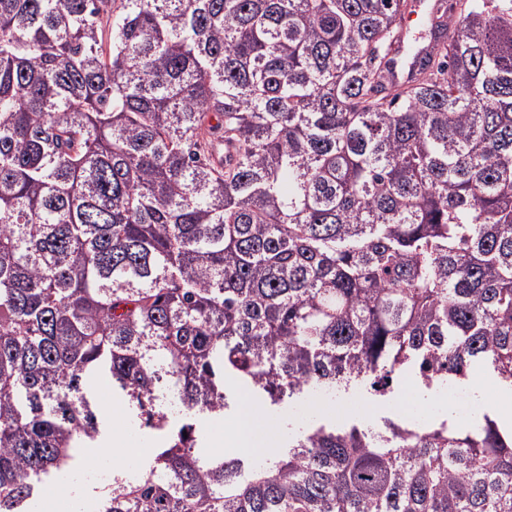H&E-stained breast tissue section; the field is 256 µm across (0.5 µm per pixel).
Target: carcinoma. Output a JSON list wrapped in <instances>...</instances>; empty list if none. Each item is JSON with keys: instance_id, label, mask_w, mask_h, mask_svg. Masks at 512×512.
I'll return each instance as SVG.
<instances>
[{"instance_id": "carcinoma-1", "label": "carcinoma", "mask_w": 512, "mask_h": 512, "mask_svg": "<svg viewBox=\"0 0 512 512\" xmlns=\"http://www.w3.org/2000/svg\"><path fill=\"white\" fill-rule=\"evenodd\" d=\"M0 0V512L102 439H160L96 512H512V427L281 407L481 366L512 390V0ZM475 377L469 378L470 392L474 400L473 405H459L454 402L452 392L455 386L444 385L433 390L423 389L411 374H404L393 391L382 399L372 396L365 383L353 385L339 398H335L328 405H320L313 402L316 391L310 389L303 398L293 402L290 406L272 412L261 408L260 413L256 404L245 406V413L239 422L230 429V436L235 448L214 447L215 438L224 434V429L229 428L235 417L226 416L224 422L204 420L200 425V434L204 439L206 448H213L208 453L224 452L227 454L246 455L242 448H250L247 456L264 458L268 454L262 450L273 451L279 448L283 439L289 432H298L314 418H329L340 421H348L365 428L384 429V418L400 415L409 422H423L448 414V401H451L457 414L463 416L470 409L491 407L486 403L483 395L490 393L493 386L489 383L490 376L494 375L486 368H477ZM364 393L366 398L362 401L356 395ZM337 409V410H336ZM253 421V424H252ZM253 426V428H252ZM274 431L279 439L275 447L274 443H268L265 448H254L255 437L258 443L266 441L270 431ZM254 432V435H253ZM90 390L96 397L101 408L109 410L112 419H107L113 423L114 418L116 422L119 421L126 426L130 445L126 438L118 433L121 431V427L113 424L112 444L111 438H109L107 448H104V451H101L99 448H90L86 454L87 462L91 465H97L105 459L110 463L122 462L132 458V455L136 454V448H140L139 454L136 457L122 465L123 467H120L132 468L140 460L147 457L149 448H152L153 436L139 428V423L132 410L122 399L112 395V389L106 381L101 379L91 381Z\"/></svg>"}]
</instances>
